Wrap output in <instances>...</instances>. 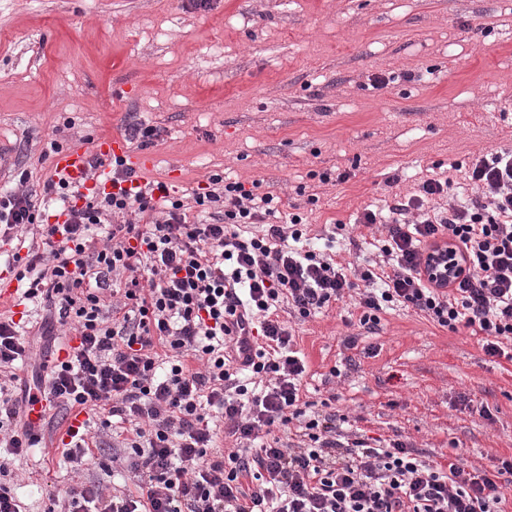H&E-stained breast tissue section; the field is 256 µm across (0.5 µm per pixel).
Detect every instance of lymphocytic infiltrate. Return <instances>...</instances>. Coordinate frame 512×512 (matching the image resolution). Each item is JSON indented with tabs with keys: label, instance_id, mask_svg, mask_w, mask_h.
<instances>
[{
	"label": "lymphocytic infiltrate",
	"instance_id": "1",
	"mask_svg": "<svg viewBox=\"0 0 512 512\" xmlns=\"http://www.w3.org/2000/svg\"><path fill=\"white\" fill-rule=\"evenodd\" d=\"M113 191L88 192L47 176L40 194L0 193V239L37 227L42 251L13 255L19 304L44 311L38 329L0 314V449L22 458L56 409L68 461L125 430L131 494L73 485L45 512H499L512 460L494 473L427 459L406 443L374 445L340 415L304 399L306 363L285 316L307 320L356 297L359 324L403 306L439 327L469 330L487 356L512 362V151L430 173L416 195L359 222L383 224L372 265L308 248L297 213L279 221L260 182L209 179L192 205L160 181L140 183L120 157ZM457 249L463 275L435 287L423 275L438 242ZM69 328L64 357L39 363L33 389L14 397L33 336ZM294 430V443L279 434ZM7 457V459H8ZM0 512H25L4 484Z\"/></svg>",
	"mask_w": 512,
	"mask_h": 512
}]
</instances>
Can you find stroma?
<instances>
[{
  "label": "stroma",
  "mask_w": 512,
  "mask_h": 512,
  "mask_svg": "<svg viewBox=\"0 0 512 512\" xmlns=\"http://www.w3.org/2000/svg\"><path fill=\"white\" fill-rule=\"evenodd\" d=\"M377 73L395 79L376 90ZM132 121L158 133L144 179L187 197L215 174L260 181L316 233L352 226L361 266L365 207L435 164L512 150V0H0V188L25 172L38 189L50 141L91 150ZM358 316L338 303L294 322L309 400L442 463L512 458L511 362L404 307L372 334ZM62 433L11 464L27 512L99 473L62 459Z\"/></svg>",
  "instance_id": "1"
}]
</instances>
